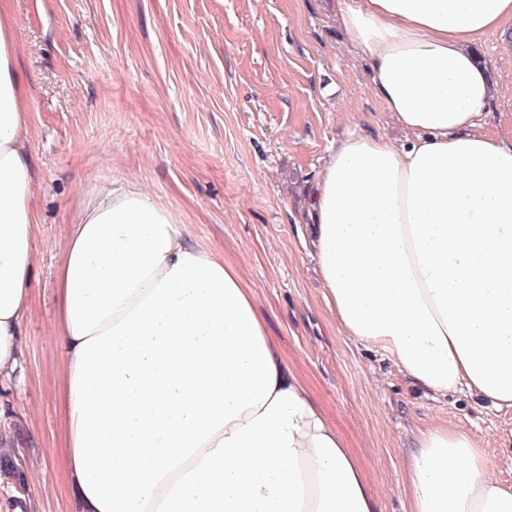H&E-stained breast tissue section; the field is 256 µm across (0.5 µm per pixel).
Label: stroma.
<instances>
[{
  "label": "stroma",
  "instance_id": "stroma-1",
  "mask_svg": "<svg viewBox=\"0 0 512 512\" xmlns=\"http://www.w3.org/2000/svg\"><path fill=\"white\" fill-rule=\"evenodd\" d=\"M27 77L24 148L37 224L24 376L0 458L25 477L20 512H71L58 272L79 205L133 186L238 266L288 367L361 460L381 512H410L407 461L420 429L478 440L512 483V413L467 391L426 392L382 352L340 331L307 219L336 143L407 134L371 87L334 0H12ZM497 98L487 130L512 137V49L476 46Z\"/></svg>",
  "mask_w": 512,
  "mask_h": 512
}]
</instances>
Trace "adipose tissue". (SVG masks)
<instances>
[{
    "mask_svg": "<svg viewBox=\"0 0 512 512\" xmlns=\"http://www.w3.org/2000/svg\"><path fill=\"white\" fill-rule=\"evenodd\" d=\"M375 95L410 136L339 143L309 214L343 332L421 387L512 411V140L472 46L512 43V0H338ZM26 78L0 0V377L20 358L36 215ZM74 512H379L363 465L309 400L236 265L137 188L99 190L60 266ZM411 512H512L471 436L420 432Z\"/></svg>",
    "mask_w": 512,
    "mask_h": 512,
    "instance_id": "adipose-tissue-1",
    "label": "adipose tissue"
}]
</instances>
